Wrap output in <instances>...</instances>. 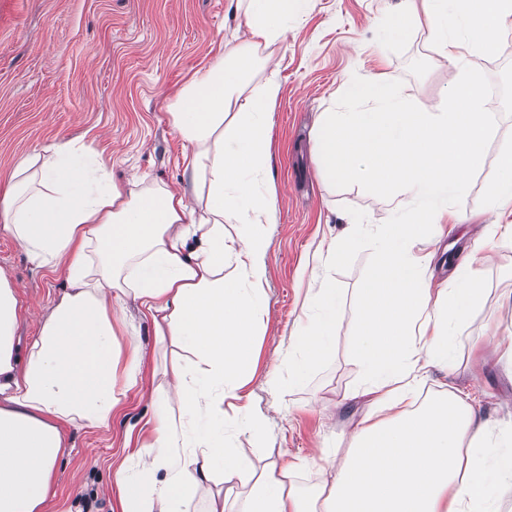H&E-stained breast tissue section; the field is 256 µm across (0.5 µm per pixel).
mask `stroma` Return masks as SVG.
Instances as JSON below:
<instances>
[{
  "label": "stroma",
  "instance_id": "1",
  "mask_svg": "<svg viewBox=\"0 0 512 512\" xmlns=\"http://www.w3.org/2000/svg\"><path fill=\"white\" fill-rule=\"evenodd\" d=\"M403 0H311L291 23L285 43L273 47L279 61L282 94L272 115L271 162L267 183L276 188V211L266 230L269 314L260 328L258 361L247 386L250 409L265 416L261 438L229 419L226 436L255 469L267 462L266 449H284L298 468L294 483L314 490L312 456L318 448H346L366 407L351 399L362 368L351 338L358 331L357 308L372 274L371 249L360 248L338 265L319 260L320 246L349 223L394 224L402 219L373 185L327 181L314 158L312 132L317 113L351 108L343 91L384 74L401 97L434 102L452 93L448 63L426 29L413 27L387 37L388 18ZM247 28L236 0H0V186L21 158L75 141L92 149L113 182L132 179L187 184L184 142L173 129L168 105L221 48L241 46ZM476 92L486 82L501 89L496 101L483 98L482 111L494 114L481 165L472 187L451 210L455 228L424 239L434 252L432 287L450 279L473 249L486 224H512V214L490 209L487 188L500 171L504 147L512 144V52L492 60L481 56ZM0 268L20 301L21 339L36 335L39 318L64 289L65 280L35 269L20 242L0 233ZM487 299L462 331L464 346L487 342L512 331V242H500L482 271ZM332 283L345 297L336 348L297 391L272 390L271 376L288 378L290 335L302 323L309 289ZM120 337L122 348L137 344L144 390L127 393L110 429L68 427L70 448L60 461L57 497L51 512H120L112 473L129 462L153 425L151 393L166 381L174 357L159 343L150 323L137 311ZM478 396L480 413L512 421V372L502 364L463 362L454 377L429 370L422 386L432 397L446 380Z\"/></svg>",
  "mask_w": 512,
  "mask_h": 512
}]
</instances>
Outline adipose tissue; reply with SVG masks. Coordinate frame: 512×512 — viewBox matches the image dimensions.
<instances>
[{
  "label": "adipose tissue",
  "mask_w": 512,
  "mask_h": 512,
  "mask_svg": "<svg viewBox=\"0 0 512 512\" xmlns=\"http://www.w3.org/2000/svg\"><path fill=\"white\" fill-rule=\"evenodd\" d=\"M251 38L235 61L217 56L169 105L185 141V189L113 184L103 162L64 143L25 159L0 192V228L37 268L63 271L65 290L43 314L25 350L16 347L20 305L0 270V512H48L56 495L65 426L110 428L123 397L142 388L137 349L121 351L125 312L135 306L155 335L192 352L195 375L172 368L169 389L181 413L158 408L135 468L114 474L121 512H186L205 485L243 475L225 434L226 399L250 381L254 338L267 316L265 226L274 187L259 188L270 158V117L281 94L277 70L246 92L260 47L285 41L307 0H245ZM512 22V0H406L387 35L426 28L454 82L471 81L481 51ZM348 112L320 113L319 165L329 179L366 180L409 199L396 224H351L329 263L372 244L375 270L352 343L363 370L354 398L368 411L345 451L316 449L318 508L290 480L286 452L263 468L240 512H504L512 484V425L482 419L477 400L446 385L421 396L430 368L461 364L460 329L487 290L481 269L512 224H490L445 287L432 288L421 239L430 222L466 198L489 129L479 100L454 95L409 103L385 77L351 84ZM244 226L226 239L224 219ZM238 277L224 279L225 265ZM344 298L332 286L307 295L306 325L288 346V386H301L336 346Z\"/></svg>",
  "instance_id": "obj_1"
}]
</instances>
